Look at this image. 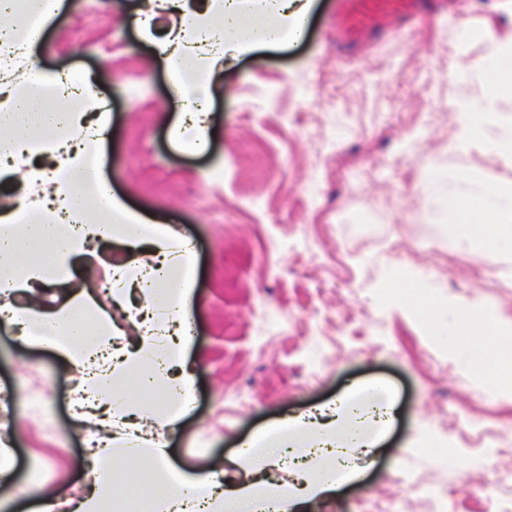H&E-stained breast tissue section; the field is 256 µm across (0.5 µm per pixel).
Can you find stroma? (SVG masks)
I'll return each instance as SVG.
<instances>
[{
    "mask_svg": "<svg viewBox=\"0 0 512 512\" xmlns=\"http://www.w3.org/2000/svg\"><path fill=\"white\" fill-rule=\"evenodd\" d=\"M68 2L44 32L40 66L89 81L111 114L113 195L195 250V403L166 436L173 462L203 471L220 460L232 481L250 438L375 385L391 391L393 415L373 427V454L356 480L300 512H481V493L511 500L496 479L512 471V386L485 385L480 351L451 356L456 327L440 308L482 302L511 316L512 245L487 260L454 214L431 222L424 182L435 170L449 192L512 189V158L452 146L459 100L485 109V22L511 15L512 0H422L411 22L354 46L336 29V0H312L300 43L211 72L202 153L178 130L155 53L178 12L154 0L147 36L133 21L141 0ZM117 248L78 260L73 288H97L109 305L98 285ZM414 282L431 315L409 305ZM77 380L56 352L0 325L10 512H27L42 490L68 501L85 484L83 438L96 425L70 406ZM477 418L493 428L478 446L463 431Z\"/></svg>",
    "mask_w": 512,
    "mask_h": 512,
    "instance_id": "obj_1",
    "label": "stroma"
}]
</instances>
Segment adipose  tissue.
<instances>
[{"label": "adipose tissue", "mask_w": 512, "mask_h": 512, "mask_svg": "<svg viewBox=\"0 0 512 512\" xmlns=\"http://www.w3.org/2000/svg\"><path fill=\"white\" fill-rule=\"evenodd\" d=\"M242 0H212L202 12H182L174 40L158 42L157 51L173 73V93L187 112H194L207 94L184 84L187 72L206 73L216 53L234 57L250 53L254 44L242 36ZM64 0H0V17L24 12L33 25L0 29V40L11 42L27 60H34L46 26L64 9ZM309 0H272V22L263 40L271 46L297 41L305 28ZM496 65L483 75L490 111L459 114L457 149L485 146L512 155V119L501 120L493 106L512 105V26H487ZM0 124L18 135L0 140V163L23 167L26 157L43 154L49 163L25 169L32 186L48 187L44 196L20 202L0 215V320L16 327L22 342L60 354L80 375L72 403L99 427L91 435L89 464L93 483L71 512H109L114 488L112 464L119 455L113 437L134 435L150 426L174 431L194 402L195 367L190 362L193 325L189 302L193 291L194 252L189 239L169 227L152 224L125 209L112 195L103 172L102 150L109 130V113L99 111L77 79L35 68L30 85H21L0 102ZM426 188L437 205H449L476 223H495L512 211V191L476 185L453 196L437 179ZM126 249L113 254L108 270L112 303L126 313L136 330L131 345H114L122 330L88 292L69 296L52 310L37 299L40 288L65 287L75 257L112 240ZM465 349L481 348L490 366L487 381H502V369L512 370V316L493 308L449 304ZM137 374L166 403L150 416L130 406L116 382ZM288 428L265 435L256 449L243 451L238 465L242 480L228 484L224 468L214 463L204 472L175 468L164 444L141 449L153 466L148 474L157 491L143 512H288L293 498H317L335 489L336 472L299 471L292 484L260 478L265 467L284 464Z\"/></svg>", "instance_id": "1"}]
</instances>
